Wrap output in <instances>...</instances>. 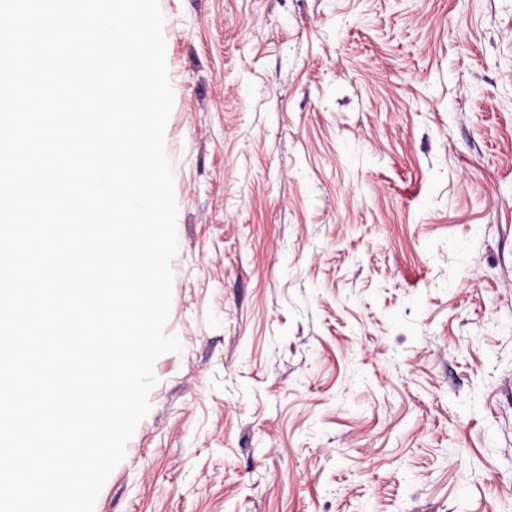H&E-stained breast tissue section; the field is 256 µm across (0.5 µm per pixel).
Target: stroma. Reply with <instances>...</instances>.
Instances as JSON below:
<instances>
[{
    "label": "stroma",
    "instance_id": "obj_1",
    "mask_svg": "<svg viewBox=\"0 0 512 512\" xmlns=\"http://www.w3.org/2000/svg\"><path fill=\"white\" fill-rule=\"evenodd\" d=\"M179 249L94 512H512V0H159Z\"/></svg>",
    "mask_w": 512,
    "mask_h": 512
}]
</instances>
